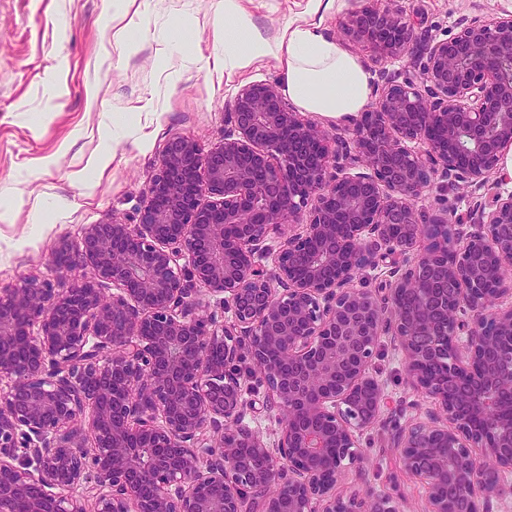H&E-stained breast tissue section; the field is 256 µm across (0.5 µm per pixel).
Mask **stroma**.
<instances>
[{
	"mask_svg": "<svg viewBox=\"0 0 512 512\" xmlns=\"http://www.w3.org/2000/svg\"><path fill=\"white\" fill-rule=\"evenodd\" d=\"M416 22L419 40L457 32L463 20L512 12V0H399ZM156 26L130 29L131 52L115 51L108 18L111 0H0V203L11 205L0 221V287L21 278L50 275V258L61 238L78 239L84 227L116 220L134 223L143 191L169 139L192 137L211 146L224 137L225 114L245 85L276 81L268 61L225 80L210 62V0H149ZM179 52L161 66L166 43ZM198 56L187 67L183 58ZM168 87L164 111L143 113L150 139L146 149L119 139L113 159L93 185L75 173L99 146V126L117 112L145 105ZM481 190L466 193L451 181H436L416 203L427 214L445 211L463 223L480 219ZM64 209H56L58 200ZM46 220L31 223L33 201ZM374 374L400 423L425 418L432 405L407 381L400 351L382 338ZM359 459L346 464L336 486L341 495L386 494L404 512H426L424 487L401 466L389 430L377 424L360 437Z\"/></svg>",
	"mask_w": 512,
	"mask_h": 512,
	"instance_id": "35a3bbf8",
	"label": "stroma"
}]
</instances>
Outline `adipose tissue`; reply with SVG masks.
<instances>
[{
  "label": "adipose tissue",
  "mask_w": 512,
  "mask_h": 512,
  "mask_svg": "<svg viewBox=\"0 0 512 512\" xmlns=\"http://www.w3.org/2000/svg\"><path fill=\"white\" fill-rule=\"evenodd\" d=\"M251 2L210 0L213 51L225 77L271 60L277 64L283 94L300 111L345 118L365 109L373 90L371 71L325 35L315 20L335 0H308L303 16L272 32L257 26Z\"/></svg>",
  "instance_id": "ef3b65f1"
}]
</instances>
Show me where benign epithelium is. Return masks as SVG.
<instances>
[{
    "label": "benign epithelium",
    "mask_w": 512,
    "mask_h": 512,
    "mask_svg": "<svg viewBox=\"0 0 512 512\" xmlns=\"http://www.w3.org/2000/svg\"><path fill=\"white\" fill-rule=\"evenodd\" d=\"M342 30L422 62L380 72L371 109L334 135L276 84L243 86L223 140L169 142L136 223L90 224L59 242L55 279L0 288V512H402L335 493L387 404L384 334L434 403L394 436L428 512L512 498V195L488 196L477 224L415 208L438 177L506 175L512 14L419 47L374 0ZM389 258L385 286L355 283ZM246 359L281 414L272 447L242 425Z\"/></svg>",
    "instance_id": "obj_1"
}]
</instances>
